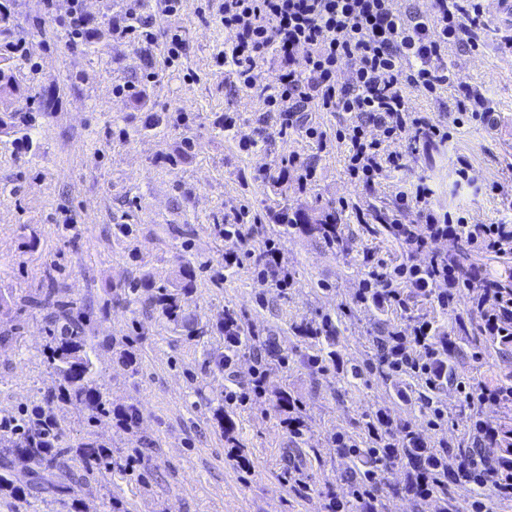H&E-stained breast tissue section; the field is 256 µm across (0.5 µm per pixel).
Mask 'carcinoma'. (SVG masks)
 I'll use <instances>...</instances> for the list:
<instances>
[{"mask_svg": "<svg viewBox=\"0 0 512 512\" xmlns=\"http://www.w3.org/2000/svg\"><path fill=\"white\" fill-rule=\"evenodd\" d=\"M11 0H0V104L5 105L4 111L10 113V121L0 118V133H9L15 129L29 130L33 126L35 116L26 107H18L16 103L24 100H42L45 107H50L51 98L43 93H33V88L26 85L21 78L19 60L22 59L20 44L24 38L15 36V18L8 7ZM286 227L295 228L322 238L327 244L333 245L340 238L338 224L324 219L315 224H297L287 221ZM145 290L154 288L152 281L145 279L140 283ZM156 289V288H154ZM194 292L193 268H183L181 278L174 290L167 288L156 289L153 301L161 314L173 323H182L189 328L191 335L205 336L208 327L199 324L197 319H191L186 314V307ZM23 302L40 310L49 311L50 342L47 345V362L52 375L57 380V388L48 392L44 404L31 409L23 408L9 420L22 429L19 434L3 433L6 445L0 449V494L15 495L19 488L14 486L10 478L12 460L25 457L29 464L32 482L30 496L40 499L45 494L57 497L64 503L77 508L76 494L91 488L92 481L97 477L122 469L119 462L112 459V448L87 437L85 440L72 444L67 440V430L60 423L56 413L55 403L81 406L86 412L87 426L92 427L102 416H111L116 425L125 431H132L140 421V409L135 404L114 407L109 398L105 384L101 383L100 374L95 364L98 351L113 345V337L99 338L89 335L92 321L90 313L76 309L74 301L58 299V289L51 285L42 289L34 296H26ZM220 328L227 336L224 353L214 357V363L219 368L231 364L235 358L257 344L258 337L248 335L240 325V319L235 311L224 310V319ZM300 333L319 345L314 354L307 360L311 364L322 363L327 359L335 360L338 335V325L332 317L326 316L318 323L305 322L301 324ZM382 345L384 354L380 357L379 365L391 373L409 372V351L405 340H400L403 354L390 356L386 354L390 345V337L375 338ZM433 348L430 353L438 354L442 365L441 378L435 388L441 389L444 383L454 378L449 369L448 359L443 357L442 349L452 352L457 349V343L464 342L473 350H480L488 345L494 346L501 342L495 336L483 334L481 325L470 318L461 315L455 317L454 335L444 336L436 333L432 338ZM279 412L282 416L303 420V409L296 398L285 389L274 391ZM471 407V422L474 429L483 430L493 426L500 430L495 444L504 447L512 442V426L506 423H496L483 418V400L477 396L469 402ZM217 422L224 429V435L231 447H238L234 433V421L229 412L220 405L214 409ZM370 447L359 453L363 463L371 465L370 472L353 469L349 472L351 492L340 507L345 509L354 506L362 508L355 490L362 489L372 483L378 490L386 489L393 494L400 488L390 478L388 466L405 460L415 471L428 468L436 479L434 497L448 499V476L453 470L454 463L468 464L469 481L480 483L483 473L477 466L472 465L471 450L458 445L447 451L440 448L419 447V437L409 429L400 432L397 439L391 440L393 447L379 448L374 440H369Z\"/></svg>", "mask_w": 512, "mask_h": 512, "instance_id": "1", "label": "carcinoma"}]
</instances>
